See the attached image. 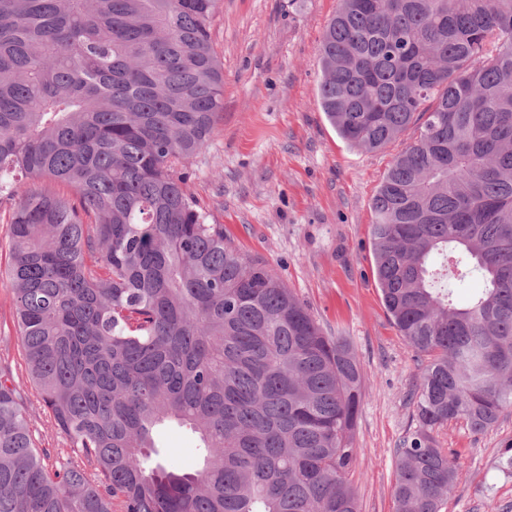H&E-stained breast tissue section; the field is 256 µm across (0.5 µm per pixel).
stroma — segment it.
Returning <instances> with one entry per match:
<instances>
[{
    "mask_svg": "<svg viewBox=\"0 0 512 512\" xmlns=\"http://www.w3.org/2000/svg\"><path fill=\"white\" fill-rule=\"evenodd\" d=\"M338 0H218L214 49L224 65V110L207 148L188 168L186 188L241 253L266 262L316 318L325 335L355 349L362 398L349 474L360 512H395L396 448L416 425L411 391L420 360L394 327L373 273L372 199L400 149L355 148L319 103V48ZM0 367L24 391L47 467L70 451L29 379L0 283ZM458 470L440 512H512V413L472 432L450 422L437 434ZM168 463L193 467L194 436L159 434Z\"/></svg>",
    "mask_w": 512,
    "mask_h": 512,
    "instance_id": "35a3bbf8",
    "label": "stroma"
}]
</instances>
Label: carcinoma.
Returning <instances> with one entry per match:
<instances>
[{
  "instance_id": "1",
  "label": "carcinoma",
  "mask_w": 512,
  "mask_h": 512,
  "mask_svg": "<svg viewBox=\"0 0 512 512\" xmlns=\"http://www.w3.org/2000/svg\"><path fill=\"white\" fill-rule=\"evenodd\" d=\"M216 4L0 0L4 274L72 448L46 467L0 372V512H359L354 348L186 190L224 106ZM320 60L343 139L404 142L370 229L385 308L424 360L395 512H439L456 467L435 433L512 409V0H339ZM472 278L459 307L448 282ZM167 424L196 435V468L158 459Z\"/></svg>"
}]
</instances>
